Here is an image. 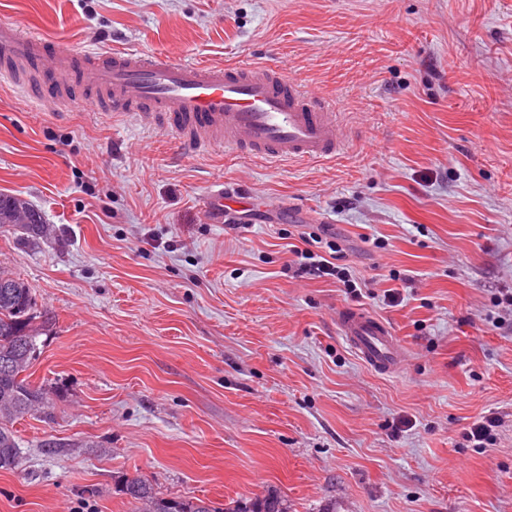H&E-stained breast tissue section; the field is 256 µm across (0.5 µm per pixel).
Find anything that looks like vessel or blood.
<instances>
[{
  "mask_svg": "<svg viewBox=\"0 0 512 512\" xmlns=\"http://www.w3.org/2000/svg\"><path fill=\"white\" fill-rule=\"evenodd\" d=\"M73 76L91 90L92 102L111 114L174 120L176 138L192 153L220 148L267 163L335 158L346 137L335 108L303 90L277 66L201 64L135 50L73 54L45 37L0 23V77L31 105H40L44 82L56 85L64 105ZM345 344L374 370L396 373L403 348L372 314L348 309L337 318Z\"/></svg>",
  "mask_w": 512,
  "mask_h": 512,
  "instance_id": "b4317fda",
  "label": "vessel or blood"
}]
</instances>
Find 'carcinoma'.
<instances>
[{
  "label": "carcinoma",
  "mask_w": 512,
  "mask_h": 512,
  "mask_svg": "<svg viewBox=\"0 0 512 512\" xmlns=\"http://www.w3.org/2000/svg\"><path fill=\"white\" fill-rule=\"evenodd\" d=\"M6 225L36 240L47 232L41 213L23 200L0 196V227ZM13 287L0 293V469H13L19 448L14 423L41 410L48 414V392L29 381L26 372L39 354V330L36 295L20 279L10 277ZM123 494L133 505V512H289L288 500L275 492L241 497L228 505L181 495L162 494L145 478L124 482Z\"/></svg>",
  "instance_id": "obj_1"
}]
</instances>
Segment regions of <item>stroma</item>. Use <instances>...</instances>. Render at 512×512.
<instances>
[{"label": "stroma", "instance_id": "obj_1", "mask_svg": "<svg viewBox=\"0 0 512 512\" xmlns=\"http://www.w3.org/2000/svg\"><path fill=\"white\" fill-rule=\"evenodd\" d=\"M1 22L67 51L278 64L335 101L348 148L190 153L82 91L33 109L0 83V194L50 228L0 230V270L49 318L31 380L50 391L14 425L0 512H132L136 476L291 512H512V0H0ZM218 181L245 229L205 209ZM315 222L356 293L290 268ZM344 309L393 329L400 372L342 341Z\"/></svg>", "mask_w": 512, "mask_h": 512}]
</instances>
